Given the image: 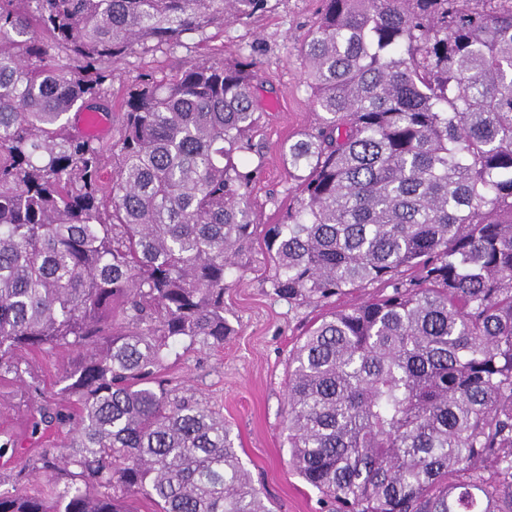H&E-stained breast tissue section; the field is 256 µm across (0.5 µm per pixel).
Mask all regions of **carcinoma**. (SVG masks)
I'll return each instance as SVG.
<instances>
[{"label":"carcinoma","mask_w":512,"mask_h":512,"mask_svg":"<svg viewBox=\"0 0 512 512\" xmlns=\"http://www.w3.org/2000/svg\"><path fill=\"white\" fill-rule=\"evenodd\" d=\"M269 0H0V371L77 359L30 436L70 427L0 512H271L224 415L168 387L177 345L220 347L227 277L257 235L290 303L383 293L313 323L286 439L328 512H512V0H321L301 51L321 122L283 152L298 196L264 229L247 193L253 53L127 93L115 66L247 23ZM66 51L71 71L51 64ZM77 127L85 136L99 137L106 133L108 125L103 123L99 114L80 112L74 116Z\"/></svg>","instance_id":"cac0c4a2"}]
</instances>
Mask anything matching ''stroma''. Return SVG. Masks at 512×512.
I'll list each match as a JSON object with an SVG mask.
<instances>
[{
	"label": "stroma",
	"instance_id": "obj_1",
	"mask_svg": "<svg viewBox=\"0 0 512 512\" xmlns=\"http://www.w3.org/2000/svg\"><path fill=\"white\" fill-rule=\"evenodd\" d=\"M318 7V0H270L267 10L247 25L209 28L193 52L132 55L119 65L112 99L121 101L140 74L158 80L172 77L186 57L231 60L239 48L253 50L262 103L260 128L253 142L262 163L249 188L250 206L256 223H279L297 195L282 148L313 132L320 122L304 85L305 64L298 51ZM272 272L263 243H256L239 268L231 271V285L224 292V316L234 335L220 348L176 347L169 374L223 413L237 438L243 464L275 512H325L319 492L290 465L283 424L288 359L320 314L358 303L376 295L377 289L371 286L321 303L294 305L273 294L269 286ZM73 360V354L64 349L49 355L27 353L22 358V376H0V433L26 437L32 405L56 391Z\"/></svg>",
	"mask_w": 512,
	"mask_h": 512
}]
</instances>
